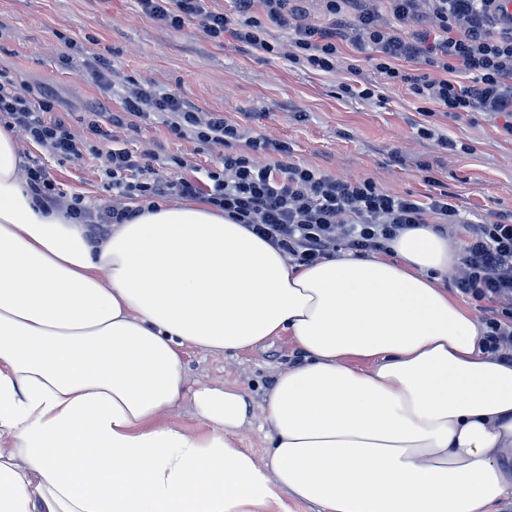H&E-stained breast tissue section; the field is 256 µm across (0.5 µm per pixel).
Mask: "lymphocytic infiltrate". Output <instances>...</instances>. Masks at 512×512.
I'll use <instances>...</instances> for the list:
<instances>
[{"mask_svg":"<svg viewBox=\"0 0 512 512\" xmlns=\"http://www.w3.org/2000/svg\"><path fill=\"white\" fill-rule=\"evenodd\" d=\"M302 2L233 0L227 16L210 0H138L144 14L165 26L180 29L193 20L210 38L228 34L247 47L283 53L296 68L332 73L345 50L373 47L374 70L419 103L454 118L470 112L503 118L502 133L512 138V21L503 18L504 0H319L320 24L305 21ZM276 28L286 32V42L273 36ZM55 109L53 95L31 96L0 72V125L62 160L82 159L85 141ZM150 112L165 115L174 135L217 148L219 163L206 181L184 176L183 157H172L163 174L154 153L116 147L118 132L134 129ZM86 127L105 145L106 196L86 206L81 197L62 194L46 170L30 166L26 180L39 206L66 208L74 223L99 236L108 225L137 217L130 200L201 199L302 264L342 249L383 251L401 230L431 224L457 237L454 286L482 313L488 350L512 361V222L474 223L445 193L422 200L369 178L341 179L291 163L286 143L144 85L126 91L120 111L93 108ZM272 152L279 161L264 162Z\"/></svg>","mask_w":512,"mask_h":512,"instance_id":"f902f5d3","label":"lymphocytic infiltrate"}]
</instances>
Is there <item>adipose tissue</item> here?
Listing matches in <instances>:
<instances>
[{"mask_svg":"<svg viewBox=\"0 0 512 512\" xmlns=\"http://www.w3.org/2000/svg\"><path fill=\"white\" fill-rule=\"evenodd\" d=\"M0 129V512H499L512 362L443 279L430 224L298 264L207 204L90 237L42 210ZM290 336L259 404L186 389L184 355ZM190 399L206 433L169 422ZM258 425L266 452L237 447Z\"/></svg>","mask_w":512,"mask_h":512,"instance_id":"obj_1","label":"adipose tissue"}]
</instances>
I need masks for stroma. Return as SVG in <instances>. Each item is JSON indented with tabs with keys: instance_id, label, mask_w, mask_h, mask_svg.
I'll use <instances>...</instances> for the list:
<instances>
[{
	"instance_id": "obj_1",
	"label": "stroma",
	"mask_w": 512,
	"mask_h": 512,
	"mask_svg": "<svg viewBox=\"0 0 512 512\" xmlns=\"http://www.w3.org/2000/svg\"><path fill=\"white\" fill-rule=\"evenodd\" d=\"M111 65L114 79L94 83L85 65L94 55ZM372 50L359 56L377 96L366 102L339 96L342 73L291 67L281 57L250 49L232 37L216 41L195 23L175 30L144 15L137 0H0V70L34 90L51 91L74 130L84 131L92 107L121 108L124 86L148 84L202 110L287 142L290 160L322 167L341 178L370 177L399 194L423 197L448 191L467 217L512 216V141L501 119L480 112L461 120L438 112L427 117L405 88L387 84L371 66ZM429 127L457 141L449 152L422 135ZM88 151L71 163L26 142L28 165L47 169L67 195L93 206L104 198L102 161L88 137ZM123 147L152 151L160 159L182 156L189 176L205 178L217 152L193 139L175 137L164 116L138 120ZM289 336L268 348L227 357L186 356L189 383L237 382L260 402L280 368L301 361Z\"/></svg>"
}]
</instances>
